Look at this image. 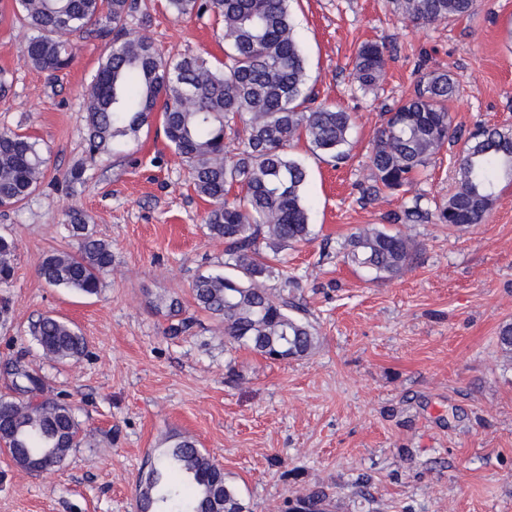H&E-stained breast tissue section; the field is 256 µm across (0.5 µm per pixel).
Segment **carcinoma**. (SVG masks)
Wrapping results in <instances>:
<instances>
[{
	"instance_id": "obj_1",
	"label": "carcinoma",
	"mask_w": 512,
	"mask_h": 512,
	"mask_svg": "<svg viewBox=\"0 0 512 512\" xmlns=\"http://www.w3.org/2000/svg\"><path fill=\"white\" fill-rule=\"evenodd\" d=\"M476 0H398L410 20L433 25L474 13ZM177 19L206 14L222 22L224 62L212 66L198 56L162 57L148 40L131 35L128 19L148 18L141 0H15L14 15L31 31L24 54L35 68L54 76L75 58L72 41L104 42L102 57L86 95V154L138 137L157 105H162L165 138L185 162L197 194L211 208L209 232L224 239V274L199 276L192 284L196 305L224 321V335L272 360L303 357L316 347L312 327L288 313L283 292L298 287L285 270L283 252L310 240L309 205L304 191L308 170L288 152L295 141L339 165L346 162L352 121L349 113L316 103L308 90L304 53L294 32L289 0H167ZM385 47L366 42L350 72L361 89L380 83ZM459 92L446 71L422 74L414 94L387 113L370 156L371 184L363 194L404 190L440 153L461 139L448 103ZM191 98L194 106L182 102ZM243 124L242 137L229 145L226 131ZM46 159L29 137L0 131V208L27 199L45 175ZM457 186L436 213L415 197L393 220L421 224L431 218L448 227H470L488 219L500 180H512V128L479 126L464 139L456 160ZM75 252L48 257L38 276L53 287L94 295L112 267L110 244L88 230V217L69 214ZM401 231L373 225L357 229L343 245V258L380 280L397 276L415 252ZM13 241L0 237V282L12 280ZM32 335L43 353L65 362L81 356L86 342L75 327L45 315ZM503 359L512 362V323L498 333ZM15 381L43 391L41 378L20 367ZM81 442L73 407L62 401L0 397V444L13 461L41 459L53 470ZM137 499L145 512H248L224 471L188 436L170 445L140 476ZM328 495L314 490L286 503V510L328 512Z\"/></svg>"
}]
</instances>
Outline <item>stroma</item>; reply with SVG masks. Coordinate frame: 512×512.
<instances>
[{
    "label": "stroma",
    "instance_id": "35a3bbf8",
    "mask_svg": "<svg viewBox=\"0 0 512 512\" xmlns=\"http://www.w3.org/2000/svg\"><path fill=\"white\" fill-rule=\"evenodd\" d=\"M135 33L168 56L224 58L214 19H175L152 0ZM292 22L320 100L352 117L349 159L333 166L306 143L315 237L289 248L295 316L319 338L307 356L274 362L224 336L198 309L191 286L224 269V241L209 234V202L168 147L160 116L138 139L95 162L85 153V98L104 54L77 40L56 77L23 54L30 35L0 0V69L13 77L0 99V129L36 138L47 160L39 188L0 208V236L14 240V276L0 284L11 318L0 323V396L12 369L40 376L44 397L69 402L83 442L47 473L18 468L0 451V512H138L140 473L175 434L224 467L248 512H285L288 499L323 488L331 512H512V364L497 347L512 321V184L500 182L485 223L433 221L402 230L418 244L397 277L372 281L338 249L357 228L389 224L413 197L434 207L454 190L460 144L444 146L407 191L363 195L385 114L410 97L420 73L446 71L460 85L455 124L512 127V0H479L472 17L423 27L395 0H295ZM386 47L385 76L364 91L349 73L359 46ZM85 164L84 182L66 173ZM84 211L112 246L101 291L83 296L38 276L51 254L76 242L67 216ZM191 328L177 336L168 300ZM73 323L86 340L76 361L43 355L31 334L42 316Z\"/></svg>",
    "mask_w": 512,
    "mask_h": 512
}]
</instances>
